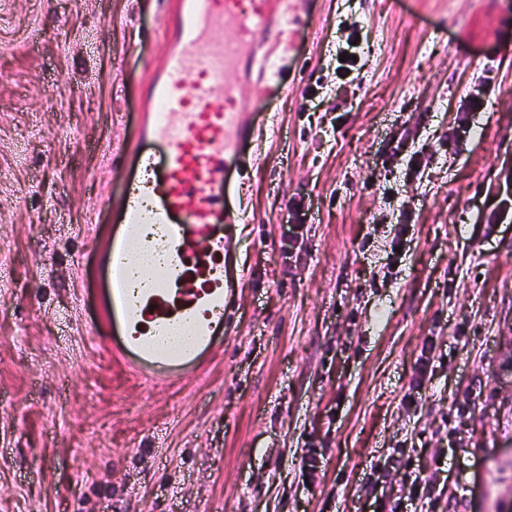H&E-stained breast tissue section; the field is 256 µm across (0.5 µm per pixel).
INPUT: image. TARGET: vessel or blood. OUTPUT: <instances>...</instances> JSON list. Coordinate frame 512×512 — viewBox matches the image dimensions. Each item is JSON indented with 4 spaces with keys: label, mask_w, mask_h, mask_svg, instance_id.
<instances>
[{
    "label": "vessel or blood",
    "mask_w": 512,
    "mask_h": 512,
    "mask_svg": "<svg viewBox=\"0 0 512 512\" xmlns=\"http://www.w3.org/2000/svg\"><path fill=\"white\" fill-rule=\"evenodd\" d=\"M284 6V0H175L163 21L169 52L143 90L142 135L166 151L141 156L151 178L131 186L119 231L97 247L105 278L100 315L112 333L94 344L149 388L202 377L224 349L236 283L219 257L240 215L227 175L242 163L240 143L255 133L224 74L266 81V44ZM216 96L221 105H212ZM147 224L162 226L169 261L133 306L126 274L134 249L149 243Z\"/></svg>",
    "instance_id": "b4317fda"
}]
</instances>
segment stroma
Wrapping results in <instances>:
<instances>
[{"label":"stroma","mask_w":512,"mask_h":512,"mask_svg":"<svg viewBox=\"0 0 512 512\" xmlns=\"http://www.w3.org/2000/svg\"><path fill=\"white\" fill-rule=\"evenodd\" d=\"M171 4L0 0V512H512V0H288L224 353L159 391L85 325ZM345 31H350V33L346 36L345 46L339 47L336 51V74H338L341 78L346 77L350 74L356 66H359V69L362 68L363 64H359L361 61V56L359 51L360 48V36L359 41H356V35H359V30L357 28V24L352 23L348 25L346 22H341V24ZM345 55L346 61L340 62V56ZM352 56H356L357 62H354Z\"/></svg>","instance_id":"35a3bbf8"}]
</instances>
